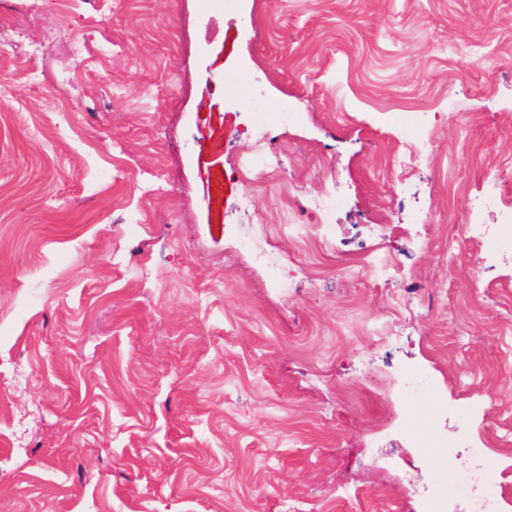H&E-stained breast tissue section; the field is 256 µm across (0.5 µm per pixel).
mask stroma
I'll use <instances>...</instances> for the list:
<instances>
[{"instance_id":"obj_1","label":"stroma","mask_w":512,"mask_h":512,"mask_svg":"<svg viewBox=\"0 0 512 512\" xmlns=\"http://www.w3.org/2000/svg\"><path fill=\"white\" fill-rule=\"evenodd\" d=\"M0 27V361L31 374L0 379V512H402L462 437L512 512V223L454 231L512 151V0H0ZM263 104L301 118L273 127L284 200L248 217L231 165ZM410 110L433 161L405 176ZM420 406L442 453L404 438Z\"/></svg>"}]
</instances>
